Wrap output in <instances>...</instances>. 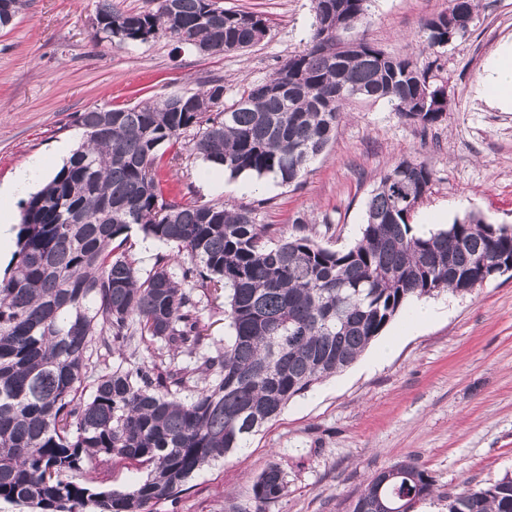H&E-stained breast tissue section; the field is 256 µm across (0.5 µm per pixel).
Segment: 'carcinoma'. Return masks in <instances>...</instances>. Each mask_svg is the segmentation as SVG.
<instances>
[{
    "label": "carcinoma",
    "instance_id": "cac0c4a2",
    "mask_svg": "<svg viewBox=\"0 0 512 512\" xmlns=\"http://www.w3.org/2000/svg\"><path fill=\"white\" fill-rule=\"evenodd\" d=\"M125 12L100 0L95 37L144 43L169 37L207 54L244 51L269 34L263 16L217 0H155ZM369 0H313L309 47L268 79L224 101L211 80L186 95L72 115L83 142L23 204L18 250L0 280V500L34 512H153L193 475L248 447L250 438L317 382L352 365L407 305L464 294L512 261V232L477 214L416 232L410 217L433 172L402 159L366 203L361 237L346 251L307 236L272 242L254 210L198 205L166 188L189 153L232 176L299 182L336 138L344 103L384 100L404 120L431 126L447 114L430 66L367 40ZM478 0H448L423 24L432 48L448 41V15L474 19ZM284 87L267 91L268 84ZM175 148L163 160L159 147ZM177 250L140 275L126 249L130 225ZM453 261H448V257ZM224 288L230 335L204 334L199 305ZM153 344L148 364L108 370L116 348ZM187 358L179 362V357ZM91 382L89 398L82 397ZM101 457L150 468L128 491L99 490L72 474ZM383 483L375 473L350 512H390L434 493L408 458ZM286 482L269 465L251 485L256 512ZM448 512H512V475L464 483Z\"/></svg>",
    "mask_w": 512,
    "mask_h": 512
}]
</instances>
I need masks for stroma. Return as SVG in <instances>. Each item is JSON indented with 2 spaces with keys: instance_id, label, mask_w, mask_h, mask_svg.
<instances>
[{
  "instance_id": "obj_1",
  "label": "stroma",
  "mask_w": 512,
  "mask_h": 512,
  "mask_svg": "<svg viewBox=\"0 0 512 512\" xmlns=\"http://www.w3.org/2000/svg\"><path fill=\"white\" fill-rule=\"evenodd\" d=\"M269 22L259 45L240 52L203 54L169 38L147 43L98 40L99 0H28L0 28V182L33 160L57 172L55 147L79 144L73 113L192 93L222 79L227 98L245 84L270 77L305 49L312 33L311 0H220ZM448 0H373L368 39L383 51L418 57L446 85L451 104L444 121L407 122L385 101H357L345 109L334 141L308 167L300 184L252 176L209 182V164L191 158L175 171L198 203L253 208L273 239L298 233L332 250L360 237L365 204L383 174L403 158L433 170L412 224L437 213L469 212L512 225V110L480 98L475 88L497 48L512 41V0H480L469 33L424 48L423 23ZM305 217L298 228L296 217ZM443 314L408 328L398 314L347 369L291 400L248 448L199 470L177 502L154 512H254L253 480L272 463L286 493L265 512H348L369 477L411 457L434 481L435 498L422 512H446V496L462 482L482 485L512 474V274L464 295L441 293ZM402 339L383 365L381 341ZM146 466L100 462L80 481L126 490L147 477Z\"/></svg>"
}]
</instances>
